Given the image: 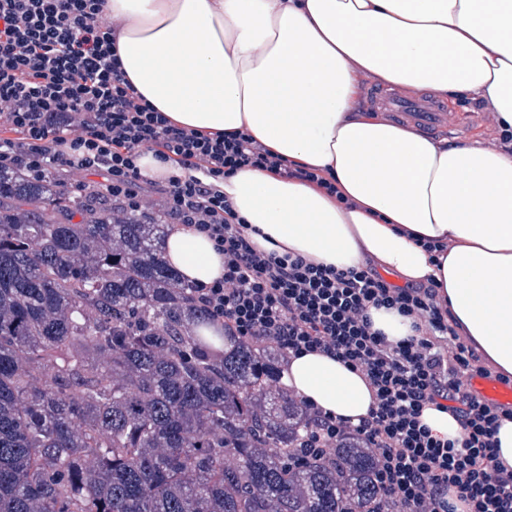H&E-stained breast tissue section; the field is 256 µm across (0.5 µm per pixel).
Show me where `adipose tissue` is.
Instances as JSON below:
<instances>
[{"instance_id": "1", "label": "adipose tissue", "mask_w": 512, "mask_h": 512, "mask_svg": "<svg viewBox=\"0 0 512 512\" xmlns=\"http://www.w3.org/2000/svg\"><path fill=\"white\" fill-rule=\"evenodd\" d=\"M99 19L131 86L176 125L246 133L354 200L238 171L224 195L259 250L435 287L460 338L512 378V153L435 140L358 105L373 75L473 94L512 128V0H106ZM162 251L183 281L224 273L191 228L175 227ZM282 382L354 425L373 404L366 375L323 353L292 357Z\"/></svg>"}]
</instances>
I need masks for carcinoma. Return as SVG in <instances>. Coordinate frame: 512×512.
I'll list each match as a JSON object with an SVG mask.
<instances>
[{"instance_id": "cac0c4a2", "label": "carcinoma", "mask_w": 512, "mask_h": 512, "mask_svg": "<svg viewBox=\"0 0 512 512\" xmlns=\"http://www.w3.org/2000/svg\"><path fill=\"white\" fill-rule=\"evenodd\" d=\"M164 238L0 170V512H368L365 446L288 466L300 404L272 354L191 333Z\"/></svg>"}]
</instances>
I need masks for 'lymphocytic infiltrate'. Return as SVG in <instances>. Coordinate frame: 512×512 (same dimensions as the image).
Here are the masks:
<instances>
[{"label": "lymphocytic infiltrate", "mask_w": 512, "mask_h": 512, "mask_svg": "<svg viewBox=\"0 0 512 512\" xmlns=\"http://www.w3.org/2000/svg\"><path fill=\"white\" fill-rule=\"evenodd\" d=\"M105 0H0V169L41 182L67 167L102 176L97 194L124 212L141 208L145 188L161 195L157 216L205 234L224 256V275L191 285L196 307L238 343L266 342L282 360L304 352L335 357L363 371L374 393L370 412L352 425L312 404L300 447L288 460L335 462V447L357 439L370 448L380 491L373 512H512V470L498 460L495 435L512 406L464 388L486 376L459 343L436 289L388 282L366 266L339 270L301 256L255 248L219 184L245 167L299 180L339 196L335 180L270 153L243 133L213 137L176 126L127 81L110 34L97 18ZM79 135H72V128ZM152 152L187 177L151 179L139 159ZM423 320L425 331L389 343L370 308ZM442 405L461 421L456 441L432 434L419 417ZM455 491L457 502L442 498Z\"/></svg>", "instance_id": "obj_1"}]
</instances>
